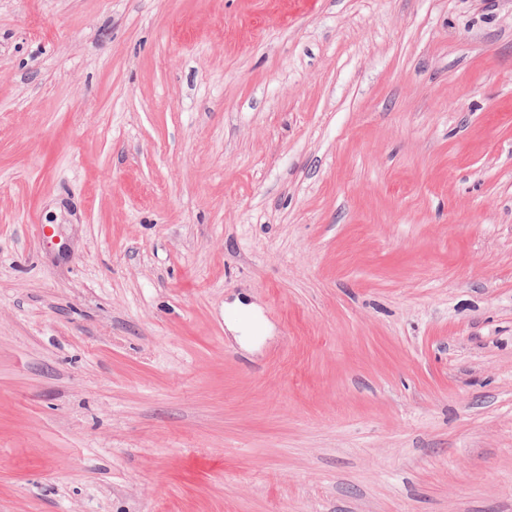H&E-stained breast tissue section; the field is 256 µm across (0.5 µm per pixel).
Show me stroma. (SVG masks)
<instances>
[{
    "label": "stroma",
    "mask_w": 512,
    "mask_h": 512,
    "mask_svg": "<svg viewBox=\"0 0 512 512\" xmlns=\"http://www.w3.org/2000/svg\"><path fill=\"white\" fill-rule=\"evenodd\" d=\"M0 512H512V0H0Z\"/></svg>",
    "instance_id": "35a3bbf8"
}]
</instances>
